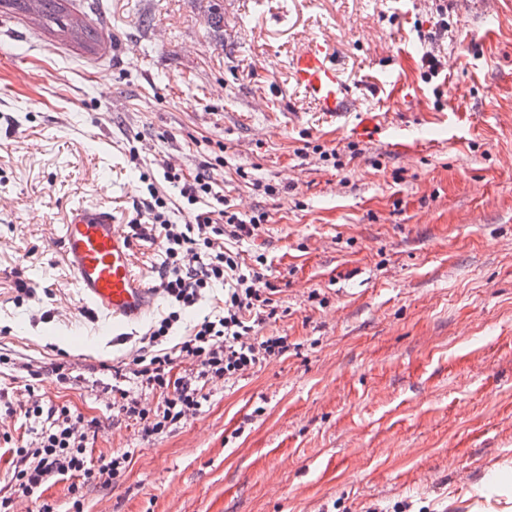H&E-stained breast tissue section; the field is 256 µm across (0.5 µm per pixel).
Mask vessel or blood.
Returning a JSON list of instances; mask_svg holds the SVG:
<instances>
[{
  "label": "vessel or blood",
  "mask_w": 512,
  "mask_h": 512,
  "mask_svg": "<svg viewBox=\"0 0 512 512\" xmlns=\"http://www.w3.org/2000/svg\"><path fill=\"white\" fill-rule=\"evenodd\" d=\"M325 40L314 37L295 52L291 76L322 112L337 118L350 107ZM63 259L83 301L106 321L131 323L155 305L157 292L135 272L134 244L110 207L73 206L60 236Z\"/></svg>",
  "instance_id": "b4317fda"
}]
</instances>
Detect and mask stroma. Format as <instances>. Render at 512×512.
<instances>
[{"label":"stroma","mask_w":512,"mask_h":512,"mask_svg":"<svg viewBox=\"0 0 512 512\" xmlns=\"http://www.w3.org/2000/svg\"><path fill=\"white\" fill-rule=\"evenodd\" d=\"M98 3L103 55L0 16V389L97 420L93 456L133 449L86 512H512V0ZM313 36L353 101L337 121L290 77ZM362 112L375 136L354 134ZM204 160L268 214L241 248L270 261L283 314L262 333L288 354L210 380L200 415L147 439L114 415L107 366L169 302L110 326L60 227L83 201L128 221L141 174ZM32 439L0 414V496Z\"/></svg>","instance_id":"1"}]
</instances>
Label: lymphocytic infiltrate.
Here are the masks:
<instances>
[{
    "label": "lymphocytic infiltrate",
    "mask_w": 512,
    "mask_h": 512,
    "mask_svg": "<svg viewBox=\"0 0 512 512\" xmlns=\"http://www.w3.org/2000/svg\"><path fill=\"white\" fill-rule=\"evenodd\" d=\"M165 182L191 205L188 222L173 223L170 200L155 184L133 202L129 226L137 240L161 239L165 258L158 269V289L172 302V309L154 322L140 338L141 345L129 361L112 368L113 407L125 420L138 425L143 437H153L198 414L208 401L204 383L213 378L236 380L267 360L288 352L283 336H265L261 330L281 316L276 287L267 279L266 255L245 259L238 245L252 237L268 218L266 212L247 216L230 199L214 189L208 166L192 174L164 168ZM223 287L212 312L197 317L187 336L165 347L174 326L186 309L194 307L216 287ZM189 362L192 371L172 377L173 365ZM133 378L158 392L149 404L120 388ZM6 413L42 422L31 446L16 449L17 465L11 478L12 497L0 498V512H10L13 497H41L50 484L68 481L74 512H83L87 487L106 484L130 464L134 451L127 448L110 456L92 458L88 440L99 423L73 414L69 407H43L29 398L14 408L7 392H0Z\"/></svg>",
    "instance_id": "obj_1"
}]
</instances>
